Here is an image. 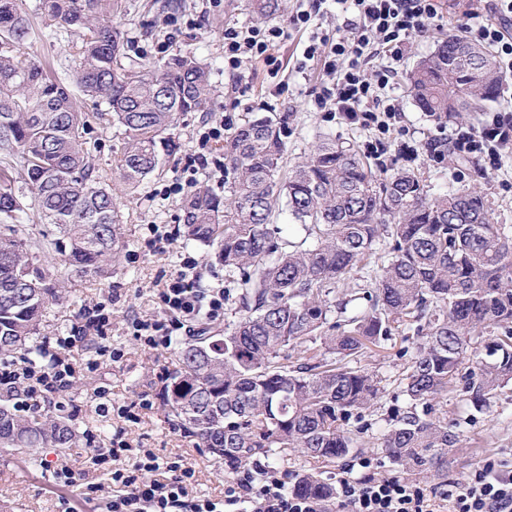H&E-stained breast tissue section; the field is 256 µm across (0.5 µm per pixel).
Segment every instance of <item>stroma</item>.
Segmentation results:
<instances>
[{"label":"stroma","mask_w":512,"mask_h":512,"mask_svg":"<svg viewBox=\"0 0 512 512\" xmlns=\"http://www.w3.org/2000/svg\"><path fill=\"white\" fill-rule=\"evenodd\" d=\"M132 8L121 19L126 32L128 56L139 62L156 66L165 56L155 54L158 43L168 42L169 53L190 49L208 62L212 69L213 96L208 112H190L181 116L170 134L179 145L178 150L163 161L162 168L139 188L119 192L117 207L123 217L127 246L115 270L102 281L75 277L70 282L71 299L47 310L43 319L45 338L67 335L77 325L82 307L102 302L109 295H118L112 318L111 344L123 348L122 362H104L92 374L78 376L72 389L61 396L59 404H48V411H60L81 429L92 431L101 446H109L118 430H126L134 447L151 451L162 459L179 457L195 471L189 491L195 496L222 498L224 495V463L208 453L198 440L181 432L176 418L169 414L164 403L153 409L139 406L143 393H159L160 374L172 371V352L155 353L136 342L127 326L134 315H155L160 311L153 299L156 283L165 281L178 265L177 249L189 248L200 255L198 247H187L178 241L176 248L164 251L149 249V225L179 224L183 221L182 198L165 194V186L178 179L193 151L195 134L209 115L226 114L234 125H242L260 114H288L287 158L295 160L322 137L339 142L364 145L367 131L337 123L327 113L315 111L313 98L321 89L319 71L308 76L296 74L294 64L300 58L307 32H293L288 40L280 42L273 54L281 62L277 77H270L263 62L249 65L244 78H236L224 70V27L226 24L250 26L256 22L267 25H287L297 6V0H279L277 11L264 19H257L250 0H223L221 8L207 9L204 0H183L179 12L181 27L167 22L158 0H131ZM30 24V36L22 50L30 59L58 79L69 82L77 61L73 44L75 33H59L46 29L39 9V0H18ZM468 0H443L444 26L412 38L406 56L398 70L396 92L400 97L409 128L418 139H427L433 122L412 102L406 89V75L418 61L432 54L439 41L449 31L467 20ZM168 53V54H169ZM97 147L89 162L104 182L112 180V165L124 147L125 138L116 128L105 123L92 124L88 131ZM391 169L406 170L418 175L430 192L448 189L476 188L487 196L493 216L498 223L512 225V156L505 159L500 170L489 171L480 161L463 164L449 162L439 167L418 155L413 160L394 158ZM417 333L413 326L398 329L384 348L366 354L361 365L378 374L383 387L382 407L400 406L401 379L415 353ZM105 386L110 390L105 402L110 405L108 415L98 414L95 390ZM461 390L448 395L446 409L449 421L459 422V442L455 463L448 477L439 481V488L466 478L486 459H494L512 468V386L505 387L496 404L488 410H479L461 402ZM127 408L131 416L118 417L117 408ZM105 496L84 501L71 489L61 487L52 472L40 465L23 461L19 454L0 449V512H105Z\"/></svg>","instance_id":"35a3bbf8"}]
</instances>
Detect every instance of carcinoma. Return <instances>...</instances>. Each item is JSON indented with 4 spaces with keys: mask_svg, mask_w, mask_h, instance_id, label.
Segmentation results:
<instances>
[{
    "mask_svg": "<svg viewBox=\"0 0 512 512\" xmlns=\"http://www.w3.org/2000/svg\"><path fill=\"white\" fill-rule=\"evenodd\" d=\"M130 0H41L47 28L76 31L73 82L104 105L98 119L123 129L119 185L137 187L167 131L206 112L211 71L196 52L157 69L127 57L115 19ZM29 22L18 0H0V41L22 45ZM503 82L486 47L456 35L407 76L422 112L462 120L497 97ZM88 116L67 86L22 53H0V362L41 356L33 339L75 274L100 279L126 246L112 190L88 162ZM287 118L263 116L222 146L224 195L200 186L182 202L184 237L206 249L234 284L232 323L201 321L176 342L165 406L185 433L232 475L256 458L292 451L334 463L361 451L378 410L377 378L358 366L401 325L421 338L402 378L406 403L391 408L378 447L398 468L448 478L458 441L438 415L464 382L466 404L488 408L512 382V225L496 224L477 190L431 196L413 173L378 175L358 150L330 138L283 173ZM27 174L24 195L12 171ZM30 198L55 234L37 240L20 223ZM287 215L293 233L280 235ZM366 282L358 294L355 276ZM475 366L463 372V365ZM91 438L53 413L20 414L0 398V448L38 461L41 448H80ZM289 490L328 499L310 471Z\"/></svg>",
    "mask_w": 512,
    "mask_h": 512,
    "instance_id": "carcinoma-1",
    "label": "carcinoma"
}]
</instances>
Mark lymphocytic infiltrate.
I'll return each instance as SVG.
<instances>
[{
	"mask_svg": "<svg viewBox=\"0 0 512 512\" xmlns=\"http://www.w3.org/2000/svg\"><path fill=\"white\" fill-rule=\"evenodd\" d=\"M333 2L346 15L345 34L329 39L310 32L295 65L303 76L314 64L323 72L326 82L314 99L317 111L369 131L366 148L381 163L394 145L409 156L425 152L437 165L473 158L486 168H501L504 158L512 155V111L453 127L437 121L436 135L423 147L405 122L395 93L398 66L412 37L442 22L439 0H308L307 8L290 16L285 27L228 26L224 29L225 71L243 76L247 65L259 59L279 68L273 48L287 39L289 30H308L325 5ZM475 2L461 36L491 47L500 68L512 72V0ZM224 126L223 117L218 116L200 128L192 162L182 180L169 186V193L191 191L200 170L223 169V160L214 157L212 149L223 139ZM199 265V258L181 254L178 269L156 294L161 315L133 319V335L145 349L169 348L174 332L191 330L200 317L223 319L226 294L220 288L200 287ZM80 319L69 335L56 338L58 351L47 362L0 364V385L16 391L20 411L40 410L48 395L69 390L77 371L91 373L102 359L124 358V351L108 341L112 322L105 304L84 307ZM74 351L88 352L89 357L74 362L70 357ZM83 453L94 464L112 465L107 512H328L323 502L289 492L287 471L258 460L225 479L223 498L192 499L188 486L194 472L181 460L160 459L130 447L119 436L108 448L88 441ZM356 466V471H345L338 481L339 512H512V469L492 459L443 491L377 473L369 457L359 458Z\"/></svg>",
	"mask_w": 512,
	"mask_h": 512,
	"instance_id": "lymphocytic-infiltrate-1",
	"label": "lymphocytic infiltrate"
}]
</instances>
